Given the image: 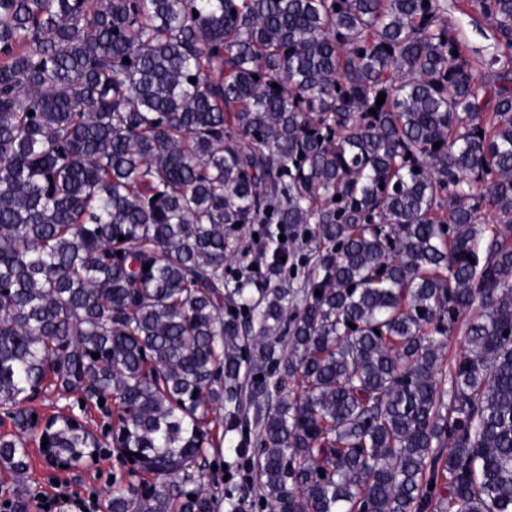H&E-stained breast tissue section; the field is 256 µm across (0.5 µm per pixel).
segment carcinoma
<instances>
[{
    "instance_id": "cac0c4a2",
    "label": "carcinoma",
    "mask_w": 512,
    "mask_h": 512,
    "mask_svg": "<svg viewBox=\"0 0 512 512\" xmlns=\"http://www.w3.org/2000/svg\"><path fill=\"white\" fill-rule=\"evenodd\" d=\"M473 3L492 80L447 0H0V465L102 445L51 388L141 463L107 512H214L249 425L270 512H512V0ZM448 12L445 19L454 29L465 54L475 60L477 73L493 79L499 64L489 68L488 62L495 54L497 33L494 26L485 20L471 0H447ZM466 1V2H464ZM32 406L35 407L41 416L53 414L56 408L66 406L73 410V414L80 417L85 416L84 412L81 410V403L77 401L76 396L71 395L68 399H65L50 390H46L45 394L38 397ZM240 439V432L236 431L228 433L224 439V445L222 448H210L207 453L209 467L205 471L203 481L215 502L218 505L224 504V507L214 508L215 512H229L231 510L225 496L230 489H234L235 485H240L239 469L243 460L238 458L235 452L227 450V448H234ZM230 441L232 442V445H230ZM213 464L217 465L216 471H212ZM223 465L227 466L226 470H223ZM226 474H229V478L227 481H224L223 477Z\"/></svg>"
}]
</instances>
